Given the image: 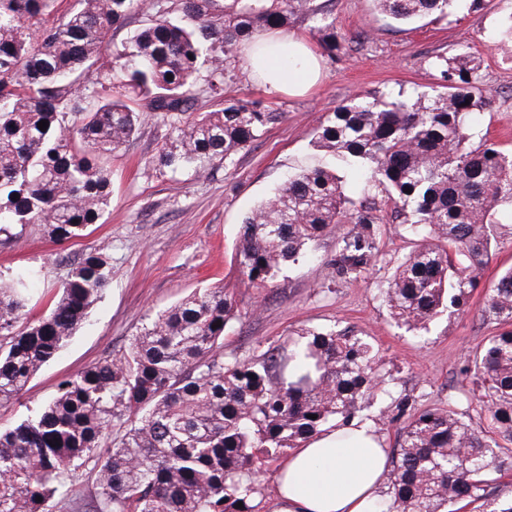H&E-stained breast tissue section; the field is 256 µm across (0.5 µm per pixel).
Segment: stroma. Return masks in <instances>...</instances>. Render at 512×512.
Masks as SVG:
<instances>
[{
    "label": "stroma",
    "instance_id": "stroma-1",
    "mask_svg": "<svg viewBox=\"0 0 512 512\" xmlns=\"http://www.w3.org/2000/svg\"><path fill=\"white\" fill-rule=\"evenodd\" d=\"M327 7L346 53L328 55L306 25L288 32L306 38L321 67L319 82L306 94L269 91L252 63L251 45L239 48V61L225 90L227 97L260 101L279 118L233 165L193 178L159 172L152 164L167 138V127L147 112L138 133L112 155V200L86 236L52 242L31 224L0 244V273L36 276L30 306L41 314L44 296L67 277L71 262L96 251L109 258L112 281L102 299L53 361L43 366L19 400L0 405V428L12 427L48 400L68 375L127 349L149 316L192 291L221 287L237 301V316L224 335V355L248 360L268 345L306 328L351 329L370 337L389 377L388 395L375 398L356 418L373 421L379 411L403 397L416 410L453 408L474 428L489 430L485 400L471 377L462 375L468 355L495 331L481 310L500 273L512 266V208L496 214L498 247L479 285L454 313H439L417 333L398 327L383 302V291L397 263L418 241L403 224L379 227L380 263L351 281L337 280L330 260L335 233H327L308 261L286 268L270 288H250L233 261L241 219L294 169L317 164L310 133L327 112L351 95L412 96L437 87V54L467 53L491 94L478 126L512 147V62L497 44L512 0H455L447 17L401 23L380 11L374 0H328Z\"/></svg>",
    "mask_w": 512,
    "mask_h": 512
}]
</instances>
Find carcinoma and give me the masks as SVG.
Returning a JSON list of instances; mask_svg holds the SVG:
<instances>
[{"label": "carcinoma", "mask_w": 512, "mask_h": 512, "mask_svg": "<svg viewBox=\"0 0 512 512\" xmlns=\"http://www.w3.org/2000/svg\"><path fill=\"white\" fill-rule=\"evenodd\" d=\"M377 2L410 21L446 15L452 0ZM56 4L0 0V244L29 224L62 243L99 223L112 197L107 160L142 112L169 126L158 169L201 177L233 163L278 118L258 101L226 98L237 47L255 33L307 23L326 52L343 48L316 0H75L53 21ZM135 14L141 27L100 61L108 35ZM434 66L431 95L355 96L322 116L310 144L341 167L295 171L244 216L235 259L247 286H272L285 264L347 223L331 265L338 280L359 278L379 261L388 208L421 241L388 281L392 317L418 332L440 309L466 304L496 244L495 207L512 206V152L486 133L470 144L489 106L474 59L437 54ZM201 96L218 108L194 111ZM351 169L372 191L360 202L345 193ZM29 278H0V404L76 333L112 265L83 253L38 318L29 317ZM236 309L222 288L193 292L150 318L123 353L61 381L34 417L0 430V512H259L258 471L349 422L385 379L373 344L350 329H307L250 360L226 359ZM482 317L498 331L463 372L487 397L492 428L512 441V269ZM400 420L386 498L371 512H448L464 501L512 512V498L489 492L491 473L512 469L497 442L450 408L416 412L407 398L379 424ZM88 465L96 478L85 495L73 474Z\"/></svg>", "instance_id": "carcinoma-1"}]
</instances>
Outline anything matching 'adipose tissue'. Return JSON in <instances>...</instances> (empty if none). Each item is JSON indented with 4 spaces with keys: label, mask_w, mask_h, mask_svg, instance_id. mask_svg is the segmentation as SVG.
<instances>
[{
    "label": "adipose tissue",
    "mask_w": 512,
    "mask_h": 512,
    "mask_svg": "<svg viewBox=\"0 0 512 512\" xmlns=\"http://www.w3.org/2000/svg\"><path fill=\"white\" fill-rule=\"evenodd\" d=\"M257 41L265 52L256 64L270 88L299 93L316 82L318 61L303 39L262 34ZM388 467L372 424L325 430L281 463L265 512H369Z\"/></svg>",
    "instance_id": "ef3b65f1"
}]
</instances>
